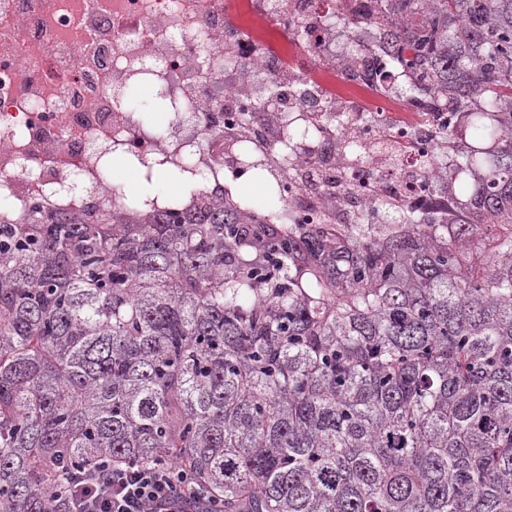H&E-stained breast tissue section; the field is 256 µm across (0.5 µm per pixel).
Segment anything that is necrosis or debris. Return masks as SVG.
Listing matches in <instances>:
<instances>
[{"label":"necrosis or debris","mask_w":512,"mask_h":512,"mask_svg":"<svg viewBox=\"0 0 512 512\" xmlns=\"http://www.w3.org/2000/svg\"><path fill=\"white\" fill-rule=\"evenodd\" d=\"M351 23L372 80L344 67ZM293 77L308 78L304 94ZM408 78L389 68L359 0H0V211L111 206L106 172L125 156L191 160L218 198L250 173L244 145L284 216L385 224L383 203L421 212L448 196V113L396 94ZM131 84L165 91L169 135L125 104Z\"/></svg>","instance_id":"4bbe7bcc"}]
</instances>
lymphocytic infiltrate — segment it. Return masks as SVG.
Here are the masks:
<instances>
[{"instance_id":"f902f5d3","label":"lymphocytic infiltrate","mask_w":512,"mask_h":512,"mask_svg":"<svg viewBox=\"0 0 512 512\" xmlns=\"http://www.w3.org/2000/svg\"><path fill=\"white\" fill-rule=\"evenodd\" d=\"M199 491L176 460H115L71 475L63 505L66 512H186Z\"/></svg>"}]
</instances>
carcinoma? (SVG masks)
Returning a JSON list of instances; mask_svg holds the SVG:
<instances>
[{"mask_svg": "<svg viewBox=\"0 0 512 512\" xmlns=\"http://www.w3.org/2000/svg\"><path fill=\"white\" fill-rule=\"evenodd\" d=\"M411 99L460 116L440 223L299 234L145 176L0 213V512L174 457L211 512H512V0H371Z\"/></svg>", "mask_w": 512, "mask_h": 512, "instance_id": "obj_1", "label": "carcinoma"}]
</instances>
